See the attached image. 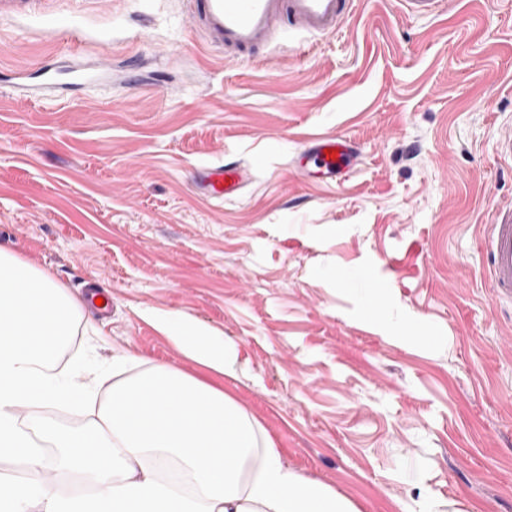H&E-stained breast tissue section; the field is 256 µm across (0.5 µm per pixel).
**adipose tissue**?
<instances>
[{
    "mask_svg": "<svg viewBox=\"0 0 512 512\" xmlns=\"http://www.w3.org/2000/svg\"><path fill=\"white\" fill-rule=\"evenodd\" d=\"M392 303L366 289L360 316L382 326L392 342L422 348L446 345L434 327L392 319ZM84 304L51 276L0 250V459L20 460L35 472L69 469L93 484L90 496L60 497L47 484L0 475V512H360L331 486L288 468L261 422L222 387L133 353L134 367L113 381L108 401L89 425L63 429L42 409L77 391L58 368L83 318ZM181 355L219 377H235L237 347L186 315L145 311ZM27 408L57 449L45 459L18 421ZM155 457L156 468L144 459ZM177 460L192 490L161 481L158 466Z\"/></svg>",
    "mask_w": 512,
    "mask_h": 512,
    "instance_id": "adipose-tissue-1",
    "label": "adipose tissue"
}]
</instances>
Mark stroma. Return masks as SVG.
I'll list each match as a JSON object with an SVG mask.
<instances>
[{
  "mask_svg": "<svg viewBox=\"0 0 512 512\" xmlns=\"http://www.w3.org/2000/svg\"><path fill=\"white\" fill-rule=\"evenodd\" d=\"M132 57V85L43 100L10 88L49 65L117 75ZM336 133L361 145V171L340 187L298 175L301 146ZM511 137L500 0H450L434 19L354 0L336 33L242 60L205 44L180 0H47L0 18V250L74 297L88 281L110 294L60 363L85 401L42 417L95 419L128 350L195 373L142 312L185 314L236 343L224 389L288 467L361 512H396L422 487L512 512V308L495 303L480 247L512 200ZM255 159L239 197L196 185L201 167ZM372 286L447 347L365 324Z\"/></svg>",
  "mask_w": 512,
  "mask_h": 512,
  "instance_id": "35a3bbf8",
  "label": "stroma"
}]
</instances>
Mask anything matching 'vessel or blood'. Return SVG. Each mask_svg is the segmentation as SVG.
Listing matches in <instances>:
<instances>
[{
    "instance_id": "obj_1",
    "label": "vessel or blood",
    "mask_w": 512,
    "mask_h": 512,
    "mask_svg": "<svg viewBox=\"0 0 512 512\" xmlns=\"http://www.w3.org/2000/svg\"><path fill=\"white\" fill-rule=\"evenodd\" d=\"M191 23L211 46L239 57L274 44L282 33L313 37L336 33L346 20L351 0H185ZM404 13L429 17L446 9L445 0H400ZM296 164L313 178L333 185L348 181L363 164L358 143L345 135L308 141ZM258 162H230L204 168L202 188L219 200L235 197L254 179ZM481 248L487 277L497 302L512 303V205L485 225Z\"/></svg>"
}]
</instances>
